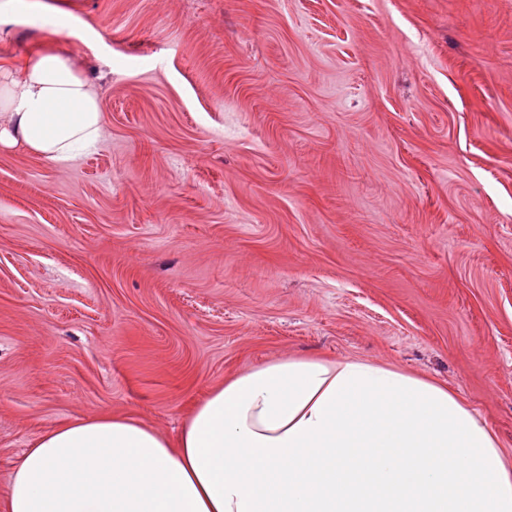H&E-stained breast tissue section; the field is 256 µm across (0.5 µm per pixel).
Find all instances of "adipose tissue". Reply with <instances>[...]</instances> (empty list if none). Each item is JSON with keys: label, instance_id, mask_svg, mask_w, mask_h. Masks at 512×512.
I'll use <instances>...</instances> for the list:
<instances>
[{"label": "adipose tissue", "instance_id": "1", "mask_svg": "<svg viewBox=\"0 0 512 512\" xmlns=\"http://www.w3.org/2000/svg\"><path fill=\"white\" fill-rule=\"evenodd\" d=\"M86 70L45 46L0 73V149H97ZM6 512H512V455L447 386L359 359L288 356L207 390L175 437L96 414L37 437Z\"/></svg>", "mask_w": 512, "mask_h": 512}]
</instances>
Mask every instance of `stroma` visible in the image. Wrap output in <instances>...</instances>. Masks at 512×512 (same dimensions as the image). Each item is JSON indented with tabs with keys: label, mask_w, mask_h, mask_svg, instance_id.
Here are the masks:
<instances>
[{
	"label": "stroma",
	"mask_w": 512,
	"mask_h": 512,
	"mask_svg": "<svg viewBox=\"0 0 512 512\" xmlns=\"http://www.w3.org/2000/svg\"><path fill=\"white\" fill-rule=\"evenodd\" d=\"M99 148L0 151V492L59 423L175 435L276 358L448 386L512 454V0H0Z\"/></svg>",
	"instance_id": "obj_1"
}]
</instances>
